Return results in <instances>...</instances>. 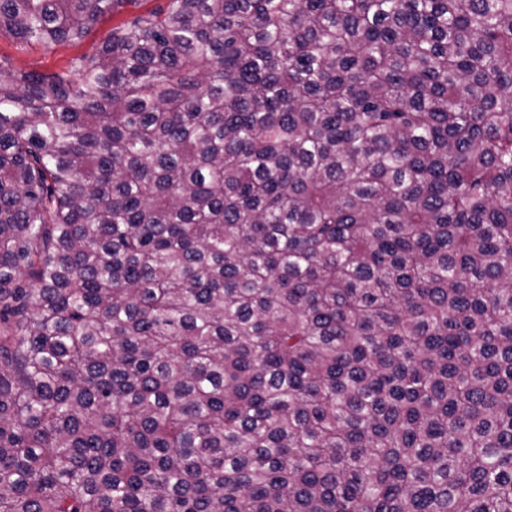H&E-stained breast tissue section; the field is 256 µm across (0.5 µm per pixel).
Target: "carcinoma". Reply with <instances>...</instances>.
Segmentation results:
<instances>
[{
	"label": "carcinoma",
	"instance_id": "carcinoma-1",
	"mask_svg": "<svg viewBox=\"0 0 512 512\" xmlns=\"http://www.w3.org/2000/svg\"><path fill=\"white\" fill-rule=\"evenodd\" d=\"M0 512H512V0H167L0 63ZM166 0H143L137 7L126 5L122 12L106 16L78 45L62 43L51 47L29 45L4 36L0 37V60L5 65L24 71L52 74L66 68L71 58L92 53L112 31V26L137 13H144Z\"/></svg>",
	"mask_w": 512,
	"mask_h": 512
}]
</instances>
